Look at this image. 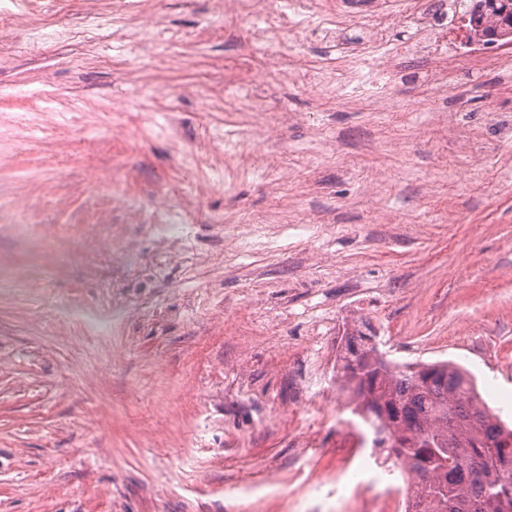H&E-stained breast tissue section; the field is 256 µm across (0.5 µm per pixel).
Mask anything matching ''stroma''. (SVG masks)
I'll return each instance as SVG.
<instances>
[{
  "label": "stroma",
  "mask_w": 512,
  "mask_h": 512,
  "mask_svg": "<svg viewBox=\"0 0 512 512\" xmlns=\"http://www.w3.org/2000/svg\"><path fill=\"white\" fill-rule=\"evenodd\" d=\"M256 22L0 0V512H378L336 384L364 326L512 426V72L436 101L400 29L389 107L358 106L312 27Z\"/></svg>",
  "instance_id": "obj_1"
}]
</instances>
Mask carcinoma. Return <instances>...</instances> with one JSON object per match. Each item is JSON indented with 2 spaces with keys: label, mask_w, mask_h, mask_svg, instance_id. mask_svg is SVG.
<instances>
[{
  "label": "carcinoma",
  "mask_w": 512,
  "mask_h": 512,
  "mask_svg": "<svg viewBox=\"0 0 512 512\" xmlns=\"http://www.w3.org/2000/svg\"><path fill=\"white\" fill-rule=\"evenodd\" d=\"M470 25L483 11L502 18L512 35V0H469ZM336 380L348 389L354 413L374 434L373 443L392 448L411 476L409 512H505L512 484L503 482L512 460V428L481 404L474 376L452 361L389 365L374 337L358 331L342 345Z\"/></svg>",
  "instance_id": "cac0c4a2"
}]
</instances>
